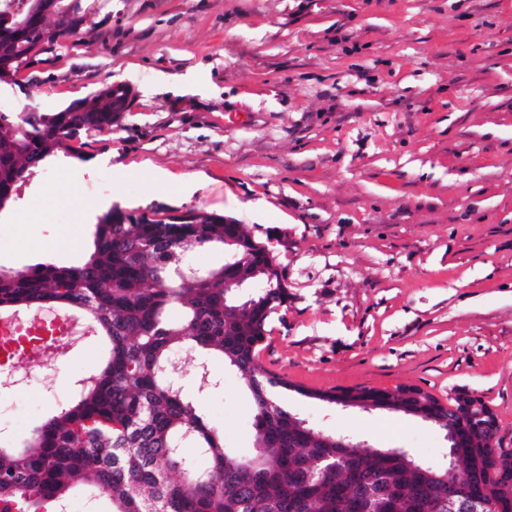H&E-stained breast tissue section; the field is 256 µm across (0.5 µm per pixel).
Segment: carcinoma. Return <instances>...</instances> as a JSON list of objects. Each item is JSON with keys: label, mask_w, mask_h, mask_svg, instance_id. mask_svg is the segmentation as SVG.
I'll return each mask as SVG.
<instances>
[{"label": "carcinoma", "mask_w": 512, "mask_h": 512, "mask_svg": "<svg viewBox=\"0 0 512 512\" xmlns=\"http://www.w3.org/2000/svg\"><path fill=\"white\" fill-rule=\"evenodd\" d=\"M33 19L0 35V85L17 84L14 59L45 52ZM122 87L102 90L56 112L0 111V198L10 206L22 185L69 142L112 128L129 107ZM93 248L69 264L46 259L0 268V313L53 308L83 319L104 339V366L77 381L75 396L19 444L0 432V512L63 509L78 485L107 498L111 512H447L448 474L401 448H338L336 433L301 425L270 389L293 385L258 369L267 323L288 306L286 281L268 242L191 211L183 223L115 209L94 224ZM222 252V263L184 275L186 256ZM201 355L192 372L185 352ZM246 376L255 413L256 454L234 458L197 400L221 379L212 359ZM363 406L420 411L418 418L456 431L453 479L512 512V448L497 470L478 465L474 425L428 392L398 402L397 390L356 388ZM196 450L195 456L185 449ZM369 490L371 499L349 492Z\"/></svg>", "instance_id": "1"}]
</instances>
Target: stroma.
Here are the masks:
<instances>
[{
  "label": "stroma",
  "mask_w": 512,
  "mask_h": 512,
  "mask_svg": "<svg viewBox=\"0 0 512 512\" xmlns=\"http://www.w3.org/2000/svg\"><path fill=\"white\" fill-rule=\"evenodd\" d=\"M77 37L0 88L55 112L113 83L110 131L48 158L0 211V267L69 261L111 208L216 212L275 246L291 297L259 364L278 402L374 448L446 452L438 427L340 408L325 391L417 386L479 396L512 448V0H63ZM110 194L88 198L100 172ZM0 391L26 436L96 371L88 338ZM201 410L250 452L253 401L214 362Z\"/></svg>",
  "instance_id": "35a3bbf8"
}]
</instances>
